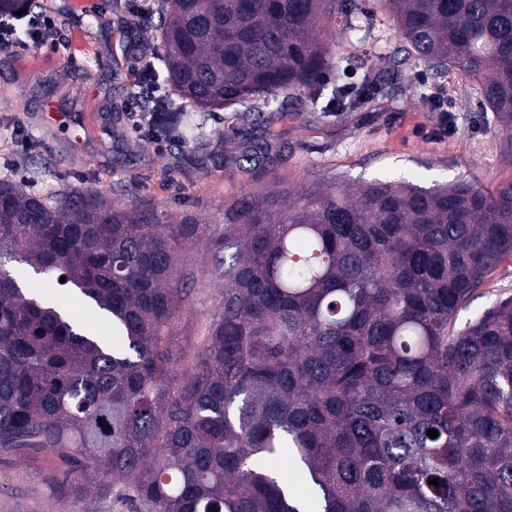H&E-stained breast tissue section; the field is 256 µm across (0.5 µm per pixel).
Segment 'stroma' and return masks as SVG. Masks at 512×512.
<instances>
[{
	"label": "stroma",
	"mask_w": 512,
	"mask_h": 512,
	"mask_svg": "<svg viewBox=\"0 0 512 512\" xmlns=\"http://www.w3.org/2000/svg\"><path fill=\"white\" fill-rule=\"evenodd\" d=\"M42 2L58 51L33 46L23 20L15 46L0 49V179L25 189H97L119 208L136 200L195 216L217 238L225 211L261 190L304 193L379 179L423 188L465 179L492 189L512 180V156L467 76L412 62L386 66L397 43L386 9L355 14L360 32L343 35L330 23L320 33L332 55L351 63L356 82L368 84L365 101L336 110L331 99L342 82L332 77L268 105L251 99L196 111L199 136L177 146L168 135H148L129 114L136 59L157 53L158 42L127 24L126 0ZM92 11L100 25H88ZM435 90L452 112L434 110ZM271 133L277 140L261 165L240 162L245 148ZM213 253L207 242L189 255L200 290L174 331L190 348L216 304ZM68 469L38 448L0 455V512H68Z\"/></svg>",
	"instance_id": "stroma-1"
}]
</instances>
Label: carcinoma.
<instances>
[{
  "mask_svg": "<svg viewBox=\"0 0 512 512\" xmlns=\"http://www.w3.org/2000/svg\"><path fill=\"white\" fill-rule=\"evenodd\" d=\"M22 2L40 9L0 0V19ZM157 2L133 25L157 32L193 111L349 75L318 33L351 30L356 0ZM361 3L391 10L407 56L476 82L512 154V0ZM147 111L194 137L188 113ZM227 221L189 354L173 331L196 289L184 254L210 225L0 179V450L72 460L74 512L118 486L132 512H512V297L457 326L512 259V181L265 191Z\"/></svg>",
  "mask_w": 512,
  "mask_h": 512,
  "instance_id": "obj_1",
  "label": "carcinoma"
}]
</instances>
